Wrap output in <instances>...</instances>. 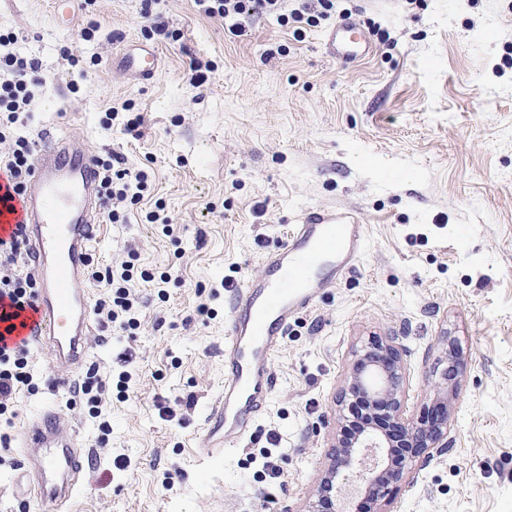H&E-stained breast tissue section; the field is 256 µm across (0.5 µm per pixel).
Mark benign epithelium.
Instances as JSON below:
<instances>
[{
    "label": "benign epithelium",
    "mask_w": 512,
    "mask_h": 512,
    "mask_svg": "<svg viewBox=\"0 0 512 512\" xmlns=\"http://www.w3.org/2000/svg\"><path fill=\"white\" fill-rule=\"evenodd\" d=\"M396 340L395 336H371L358 351L347 387L338 399V416L350 421L349 412L361 402L385 425H365L350 439L336 436L320 478L318 501L311 512L333 508V499L340 490L339 479L348 470H359L360 492L367 503L374 505L391 493V485L404 478L406 461L427 459L430 449L446 447L450 407L446 384L448 378L458 374L457 357L449 353L436 393L420 415L412 419L406 416L403 349ZM399 439L404 442L406 455L396 460L392 448Z\"/></svg>",
    "instance_id": "obj_1"
}]
</instances>
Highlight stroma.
<instances>
[{
    "label": "stroma",
    "instance_id": "obj_1",
    "mask_svg": "<svg viewBox=\"0 0 512 512\" xmlns=\"http://www.w3.org/2000/svg\"><path fill=\"white\" fill-rule=\"evenodd\" d=\"M370 38L369 58L325 56L315 27L265 17L237 38L193 0L153 13L180 41L153 38L150 81L123 72L124 44L144 41L142 0H0V33L37 59L25 127L32 148L52 126L75 148L143 171L142 200L98 199L91 270L129 260L140 323L133 333L96 319L88 364L106 389L100 416L70 405V375L32 349L40 381L21 394L12 435L51 402L84 444V486L69 512H309L339 430L336 399L371 336L399 333L407 416L419 414L456 346L460 375L448 445L409 463L378 512H512V0H339ZM97 30L84 39L81 30ZM302 39H295V30ZM78 58L71 66L70 58ZM210 65L193 83L190 61ZM141 114L129 134V114ZM335 206L367 226L354 270L293 322L270 367L267 413L233 452L195 446L208 405L224 392V317L232 288L285 243L305 209ZM124 223H110L109 211ZM160 211L169 228L150 222ZM171 271L164 290L140 272ZM207 306L210 316L199 315ZM136 384L119 395L117 356ZM193 396L191 408L181 407ZM109 423L102 432L101 423ZM276 435L280 476L253 455ZM131 465L116 470L117 455ZM172 487H164L165 471Z\"/></svg>",
    "mask_w": 512,
    "mask_h": 512
}]
</instances>
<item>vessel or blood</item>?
<instances>
[{"instance_id": "1", "label": "vessel or blood", "mask_w": 512, "mask_h": 512, "mask_svg": "<svg viewBox=\"0 0 512 512\" xmlns=\"http://www.w3.org/2000/svg\"><path fill=\"white\" fill-rule=\"evenodd\" d=\"M323 45L333 59L370 53L369 42L347 17L325 31ZM159 59L157 50L140 46L124 52L119 66L146 81L155 76ZM41 139L22 198L14 211L0 209V225H24L26 263L39 285L35 307L17 336L49 350L58 367L73 372L88 356L94 331L92 295L78 283L87 273L95 239L98 172L90 151L75 149L48 129ZM366 238V226L353 212L308 209L286 242L263 258L260 274L235 288L224 318V394L208 409L198 437L207 455L223 454L249 434L274 393L269 361L321 289L353 269ZM18 446L26 466L14 478L17 493L65 512L85 466L82 444L66 432L59 408L49 403L31 415Z\"/></svg>"}]
</instances>
